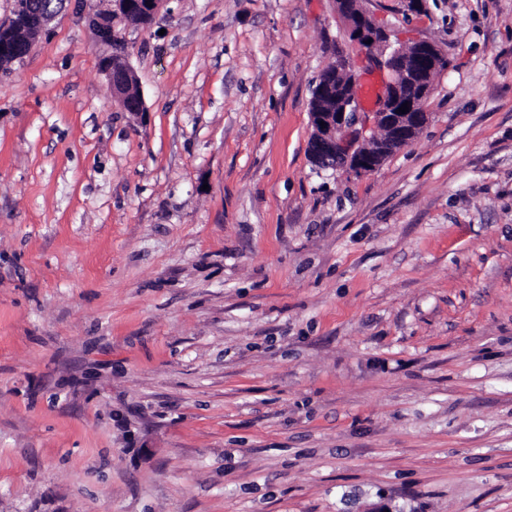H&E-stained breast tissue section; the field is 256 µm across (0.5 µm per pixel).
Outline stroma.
<instances>
[{
	"mask_svg": "<svg viewBox=\"0 0 512 512\" xmlns=\"http://www.w3.org/2000/svg\"><path fill=\"white\" fill-rule=\"evenodd\" d=\"M407 2L450 65L361 176L333 0H167L142 113L79 0L0 74V512H512V0ZM101 71L104 74L107 84L112 91V95L118 98L127 112H145L143 97L140 93L136 94L128 90L132 84L134 71L132 70L129 59L119 69L120 74L116 75L112 62V53L102 57Z\"/></svg>",
	"mask_w": 512,
	"mask_h": 512,
	"instance_id": "stroma-1",
	"label": "stroma"
}]
</instances>
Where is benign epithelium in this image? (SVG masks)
Here are the masks:
<instances>
[{
  "label": "benign epithelium",
  "instance_id": "1",
  "mask_svg": "<svg viewBox=\"0 0 512 512\" xmlns=\"http://www.w3.org/2000/svg\"><path fill=\"white\" fill-rule=\"evenodd\" d=\"M165 0H92L88 19L98 42L110 47L120 25L132 17L154 20ZM364 0H334L335 15L347 39L336 48L335 72L327 75L323 95L335 101L325 111L310 113L312 133L308 152L321 168H345L356 176L378 169L409 145L429 121L419 102L431 89L434 75L445 70L448 54L419 37L402 39L397 31L370 14ZM20 23L0 27V37L15 45L13 61H22L33 40L19 37ZM101 71L112 95L127 112L145 111L141 94L128 89L134 71L126 62L115 72L112 55L102 57ZM377 73L382 82L376 107L366 111L358 90L364 75ZM408 104L406 113L399 112Z\"/></svg>",
  "mask_w": 512,
  "mask_h": 512
}]
</instances>
